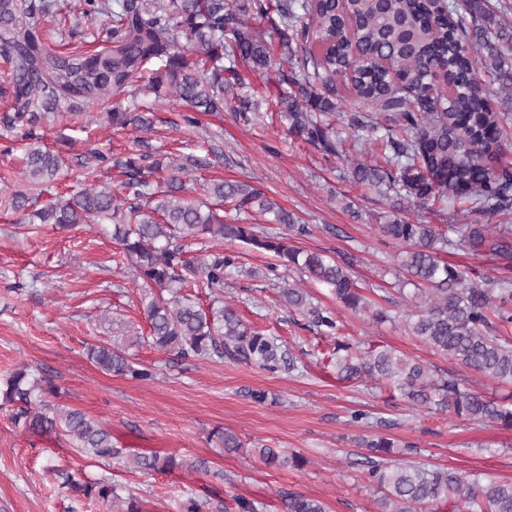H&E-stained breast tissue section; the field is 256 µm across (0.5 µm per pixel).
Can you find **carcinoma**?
<instances>
[{"mask_svg":"<svg viewBox=\"0 0 512 512\" xmlns=\"http://www.w3.org/2000/svg\"><path fill=\"white\" fill-rule=\"evenodd\" d=\"M89 20L101 16L111 27L92 50L76 47L57 52L49 44L45 17L54 13L55 0H0V58L8 65L0 93L12 104L0 112L7 131L33 130L50 112L76 114L104 96L120 98L144 77L146 65L157 61L149 87L164 82L174 88L190 113L224 109L248 120L249 101L229 99L224 73L242 83L241 63L262 74L271 65L273 45L250 25L270 21L290 64L280 80L296 91L280 99L288 112L289 130L328 154H340L342 140L321 119L336 111V102L351 99L363 107L350 114L357 130H376L373 112L390 114L391 125L376 138L384 148L385 165L354 163L353 177L371 187H399L421 204L430 199L468 204V213L487 218L485 224H414L394 217L378 225L379 232L406 245L402 269L415 279L421 299L412 333L458 365L502 382H512V343L498 335L500 324H512V278L502 276L493 288L468 286L457 270L439 260V247L462 246L506 261L512 270V227L491 225L493 218L512 212V164L493 165L506 145L509 114L499 111L498 98L512 89V40L500 27L491 28L495 12L488 0H358L357 6H338L336 0H81ZM278 21H272V14ZM229 66H224V61ZM115 127L148 132L147 112L108 113ZM59 154L38 144L24 155L23 176L31 183L58 178ZM124 179L120 191L85 189L28 211L29 197L17 191L10 200L16 212H28L32 224L112 225V239L123 250L135 278L142 281V307L149 335L136 341L184 358L227 357L268 370L293 365L282 344L245 327L230 307H205L188 291L193 283L209 290L213 301L224 295L226 270L234 257L220 253L189 254L187 241L220 237L269 251L315 282L331 288L336 299L351 309L368 308L349 266L319 253L288 244L281 234L258 235L247 224H230L220 215L227 201L240 206L254 202L273 214L276 223L302 234L288 211L268 201L262 190L244 182L216 180L207 186L217 205L186 195L180 177L185 167L168 166L163 186L151 189V178L162 170L148 152L133 153L116 162ZM288 306L308 317L320 331L334 334L333 311L309 300L300 288H285ZM91 359L104 371L135 379L150 376L128 360L124 351L93 346ZM336 374L342 380L363 377L387 381L401 397L428 409L436 407L469 420L512 428V408L472 389L461 373L432 369L389 348L360 352L345 341L336 342ZM21 369L0 391L3 400L21 402L14 416L33 434L64 431L86 456L117 457L112 435L86 413L47 403ZM368 449L367 474L381 512H412L450 497L468 512H512V481L465 476L447 467L392 461L404 445L382 435L359 439ZM408 449L412 445L404 446ZM269 465L302 464L297 456L282 458L274 448L262 449ZM141 472H171L184 466L173 456L135 455ZM70 486L85 496L120 503V512H143L139 502L121 497L109 482L70 478ZM285 512H326L322 502L304 495L283 496Z\"/></svg>","mask_w":512,"mask_h":512,"instance_id":"carcinoma-1","label":"carcinoma"}]
</instances>
